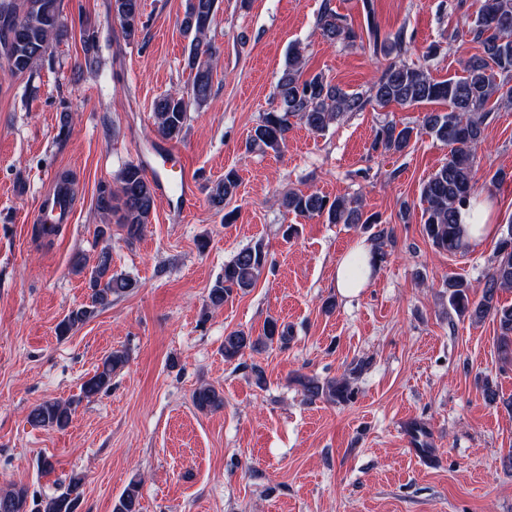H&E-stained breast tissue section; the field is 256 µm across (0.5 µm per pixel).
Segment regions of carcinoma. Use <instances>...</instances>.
Instances as JSON below:
<instances>
[{"label": "carcinoma", "mask_w": 512, "mask_h": 512, "mask_svg": "<svg viewBox=\"0 0 512 512\" xmlns=\"http://www.w3.org/2000/svg\"><path fill=\"white\" fill-rule=\"evenodd\" d=\"M62 0H0V69L11 75L33 72L47 54L49 46L68 36L63 21ZM366 4L367 34H359L353 25L336 12L325 8L318 19L322 36L354 43L368 39L373 54L394 56L373 84L371 94L348 92L326 81L320 74L304 76L305 61L300 50H294L285 63L277 82L275 96L279 105L261 115L252 128L248 146L252 150L279 153L286 145L291 120L295 119L313 133H323L338 116L346 112H362L369 105L414 106L444 103L446 112L431 111L423 115L417 127L401 126L385 121L375 129L372 148L386 153H402L411 141L427 135L449 148L448 159L423 183L420 190L422 232L432 245L450 255L465 250L464 232L457 215L477 191L476 154L485 140V121L489 104L512 102V0H479L472 20L471 34L481 44L483 53L470 57L464 75L437 81L422 66L400 59L406 52L404 30L381 33L375 22L370 0ZM109 8L128 41L141 33L140 0H110ZM220 8L219 0H188L181 21L183 33L191 38L187 66L191 82L184 91L165 94L153 104L157 132L166 140H178L185 132L188 109L207 102L213 89L216 60L208 40V31ZM84 61L82 66L93 72L99 68L97 31L82 29ZM119 187L103 183L98 188L96 206L103 220L119 213L118 223L132 242L151 223L156 203L154 182L141 166L129 164L121 171ZM238 175L229 169L210 187V203L221 210L237 194ZM279 205L297 215L320 217L329 224H379L380 217L363 211L357 199L328 197L316 192L289 191L282 194ZM271 267L269 253L261 242L241 249L224 265V275L210 289L209 305L219 307L233 293H248ZM75 273L89 271V303L72 309L56 326L64 337L85 324L98 311L112 305V300L134 292L138 281L112 273V254L103 247L94 258L77 255L73 259ZM448 306L460 317L474 321L491 316L499 324V352L504 364L512 366V305L499 302V292L512 289V231L497 242L496 251L485 276L482 295L474 299L468 283L462 278L447 282ZM288 327L276 319L267 320L263 334L252 336L243 330H232L224 336V358H239L246 351H257L274 342L287 339ZM129 360L124 350L106 355L96 371L85 380L81 393L65 401L47 400L33 406L27 421L34 427L63 429L83 400H89L112 386V374ZM359 367L354 366L339 378L321 381L303 376L299 379L303 395L309 400L324 399L346 402L352 396V380ZM200 411H214L224 406V393L204 383L192 395ZM81 480H70L67 490L39 504L37 512H76L81 497ZM140 482L125 487L113 512H141ZM28 489L15 486L0 493V512H26Z\"/></svg>", "instance_id": "carcinoma-1"}]
</instances>
